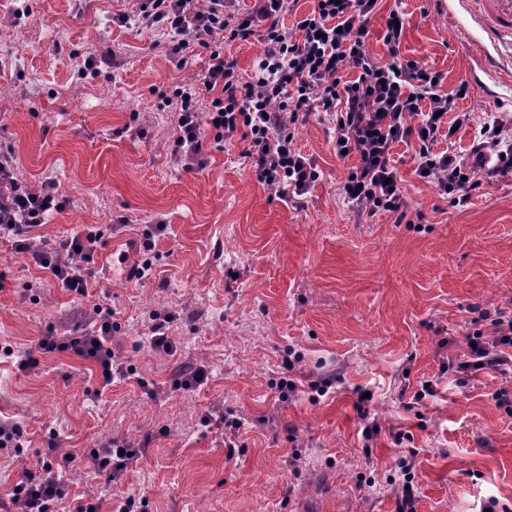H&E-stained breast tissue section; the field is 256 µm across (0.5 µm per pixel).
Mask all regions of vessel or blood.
<instances>
[{
    "instance_id": "obj_1",
    "label": "vessel or blood",
    "mask_w": 512,
    "mask_h": 512,
    "mask_svg": "<svg viewBox=\"0 0 512 512\" xmlns=\"http://www.w3.org/2000/svg\"><path fill=\"white\" fill-rule=\"evenodd\" d=\"M469 26L481 32L489 45L474 60V72L488 77L507 73L512 69L501 68L502 61L512 62V0H457Z\"/></svg>"
}]
</instances>
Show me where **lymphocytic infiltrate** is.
<instances>
[{"instance_id":"obj_1","label":"lymphocytic infiltrate","mask_w":512,"mask_h":512,"mask_svg":"<svg viewBox=\"0 0 512 512\" xmlns=\"http://www.w3.org/2000/svg\"><path fill=\"white\" fill-rule=\"evenodd\" d=\"M378 2L316 0L315 8L296 16L289 28L282 22L287 0H254L244 15L232 12L233 0H136L134 14H120L119 22L163 30L176 69L186 66L195 47L209 53L198 84L176 82L159 92L165 104L178 110L172 164L189 168L214 144L248 140L243 156L251 174L280 201L304 210V197L321 171L293 143L297 129L320 112L333 127L337 157L355 160L342 194L360 216L385 212L394 215L396 223L406 220L408 203L393 156L402 143L415 147L416 175L455 207L468 204L482 177L512 173V140H505L498 119L482 122L480 137L471 148L472 162L442 150V142L475 119L474 113L456 109L469 86L463 83L445 92L442 73L401 56L404 16L396 10L383 16L382 39L389 59L379 60L368 42ZM255 39L263 52L246 75L224 46ZM203 92L211 96L204 112L198 109ZM489 154L496 157L490 167L485 164ZM69 204L55 183L21 186L12 151L0 150V240L31 256L60 288L83 297L88 293V266L94 260L98 230L88 228L55 245L39 233L42 224ZM95 313L93 331L78 336L64 324L42 336L38 349L41 355L69 352L94 363L108 386L129 378L133 370L112 348L111 307H97ZM480 316L488 320L489 331L470 335V347L449 360V370L476 374L512 366V313L484 309ZM141 454L130 441L111 437L92 449L87 463L112 482L120 480ZM63 505L68 512L101 509L94 499H66L63 481L48 462L42 471L24 470L10 492L0 495V512H59Z\"/></svg>"}]
</instances>
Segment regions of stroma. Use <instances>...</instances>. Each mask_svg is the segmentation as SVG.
I'll list each match as a JSON object with an SVG mask.
<instances>
[{
  "label": "stroma",
  "mask_w": 512,
  "mask_h": 512,
  "mask_svg": "<svg viewBox=\"0 0 512 512\" xmlns=\"http://www.w3.org/2000/svg\"><path fill=\"white\" fill-rule=\"evenodd\" d=\"M132 0H0V147L22 185L55 181L70 207L41 228L51 242L102 232L99 273L73 297L30 256L0 242V417L28 433L22 454L0 449V493L40 468L49 435L70 457L67 496L132 494L145 512H398L405 478L415 512H512V370L452 373L483 308L512 309V177L482 182L456 208L414 172L413 147L394 149L410 223L358 216L343 200L351 160L337 158L331 126L314 117L296 148L320 181L297 212L249 173L245 141L213 145L205 166L170 162L176 116L157 92L196 82L207 53L176 70L163 31L119 25ZM406 18L400 52L442 73L460 111L512 118V87L470 83L478 34L433 0H383ZM116 68L87 79L89 53ZM128 227L113 231L119 218ZM164 225L153 274L132 279L142 231ZM112 306V346L135 373L101 384L94 363L39 355L41 336L76 321L92 330ZM174 314V355L148 342L154 312ZM38 356L34 369L20 363ZM209 380L174 388L179 363ZM333 383L326 395L315 384ZM293 382L282 393L283 382ZM434 393L414 395L423 382ZM370 393L378 424L365 437L356 401ZM242 420L230 434L224 419ZM147 449L122 480L86 464L101 438ZM411 461L402 475L400 461Z\"/></svg>",
  "instance_id": "1"
}]
</instances>
